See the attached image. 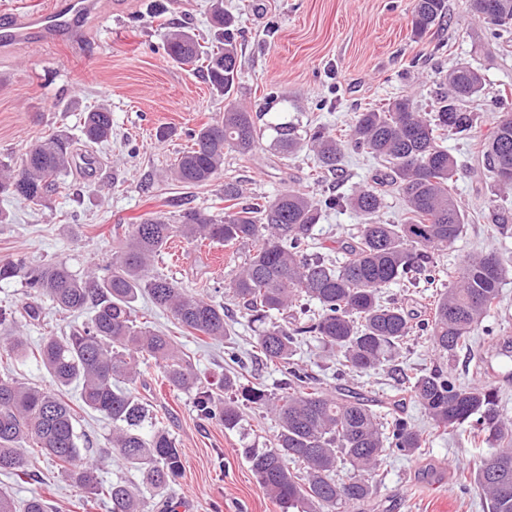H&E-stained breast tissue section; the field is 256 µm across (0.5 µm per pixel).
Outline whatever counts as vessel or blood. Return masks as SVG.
<instances>
[{
	"mask_svg": "<svg viewBox=\"0 0 512 512\" xmlns=\"http://www.w3.org/2000/svg\"><path fill=\"white\" fill-rule=\"evenodd\" d=\"M94 0H54L50 8L30 11L17 5L0 21V46L40 39L53 43L73 33L76 19L91 12Z\"/></svg>",
	"mask_w": 512,
	"mask_h": 512,
	"instance_id": "1",
	"label": "vessel or blood"
}]
</instances>
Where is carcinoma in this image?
Segmentation results:
<instances>
[{"label": "carcinoma", "instance_id": "cac0c4a2", "mask_svg": "<svg viewBox=\"0 0 512 512\" xmlns=\"http://www.w3.org/2000/svg\"><path fill=\"white\" fill-rule=\"evenodd\" d=\"M471 13L497 16L491 35L512 27V0H466ZM447 0H415L412 30L426 35L445 17ZM211 25L216 44L208 47L195 34L177 28L168 32L165 52L175 63L202 73L217 96L226 101L223 116L192 135V145L171 163L169 177L180 184L211 182L224 165V151L250 156L265 128L233 95L239 74L234 23L221 4L213 5ZM446 92L435 118L407 98L385 107L356 113L349 138L342 140L318 128L303 137L287 122L272 127L273 147L282 154L307 148L317 167L338 171L352 147L385 163L388 184L405 202L400 224H382L378 212L384 196L365 186L347 197L319 201L287 190L262 204H240L242 190L224 184V215L206 208L186 207L179 223L161 213L140 218L124 230L104 274L80 277L61 263L32 265L23 258L0 262V282L15 278L29 294L46 299L69 314L92 310L90 320L71 326L67 336H48L36 350L17 333L0 336V356L18 362L33 360L51 377L46 389L0 377V472L22 473L29 449L63 469L85 493L112 503V512H144L140 493L122 482H105L98 467L83 460L78 420L60 392L80 390L81 405L112 422L106 453L115 452L140 471L151 489L162 491L182 474L181 451L170 434L150 423L148 405L129 386L141 364L154 361L162 381L178 391L196 390L195 407L206 418L232 430L244 407L273 412L276 433L265 448H244L265 493L285 512H336V506L368 500L380 465L390 455L412 456L426 447L427 437L407 420L381 416L355 392L327 394L294 359L297 348L313 337L336 351L349 372L376 370L392 361L411 340L412 317L403 308L380 300L381 289L414 275L435 278L433 254L463 232L465 215L448 185L456 173L455 159L441 145V133L468 137L475 115L464 104L485 86L481 69L460 63L443 76ZM501 115L482 143L481 155L498 191H512V107L499 98ZM84 141L54 134L31 144L15 161L0 162V194L42 204L56 193L60 178L72 172L75 155L95 163L89 148L112 138V112L106 107L87 113ZM346 204L361 217L353 241L342 244L346 261L337 266L308 255L322 212ZM208 239L226 246L249 245L252 253L240 270L224 282L225 293L242 302L252 321L264 325L255 348L286 378L280 390L240 382L245 364L236 351L227 352L238 367L218 378L224 400L211 389L198 388V377L175 338L137 322L134 304L147 295L160 309L193 335L223 339L229 335L224 306L194 294L178 282L156 274L153 262L171 237ZM508 269L490 252L468 260L457 281L438 294L424 326L433 347L456 355L470 345L473 333L498 307L499 290ZM406 392L419 404L431 431L469 432L474 448L494 443L498 451L484 457L473 484L489 502L490 512H512V428L501 419L499 394L491 386L465 388L441 370L421 375L401 373ZM341 465L346 479L337 478ZM50 512L47 501L33 496L17 506L0 490V512Z\"/></svg>", "mask_w": 512, "mask_h": 512}]
</instances>
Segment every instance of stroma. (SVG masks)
I'll list each match as a JSON object with an SVG mask.
<instances>
[{
    "label": "stroma",
    "mask_w": 512,
    "mask_h": 512,
    "mask_svg": "<svg viewBox=\"0 0 512 512\" xmlns=\"http://www.w3.org/2000/svg\"><path fill=\"white\" fill-rule=\"evenodd\" d=\"M447 2L446 17L418 38L412 33L413 0H224L242 54L237 100L262 126L292 121L344 136L356 112L401 96L435 112L450 68L467 61L482 69L486 85L473 105L475 131L443 141L458 163L452 190L467 216L459 238L435 256L444 284L455 281L462 265L481 252L497 253L512 267V235L496 232L489 218L494 206L512 211V193L498 192L478 162L479 144L496 119L493 100L502 92L512 94V33L491 40L488 25L472 17L465 0ZM210 5L211 0H96L94 12L77 22V39L0 50V159L19 157L52 132L79 138L84 114L99 106L112 113L111 140L92 149L93 174L65 177L43 206L0 196V210L10 215L9 223L0 224V260L63 262L81 275L109 265L117 245L115 225L153 212L173 219L186 207L222 212L225 183L241 186L245 202L261 203L284 190L318 199L346 196L383 173L382 162L349 149L341 172L330 175L308 150L283 157L266 137L251 157L225 152L220 173L207 185L188 188L168 180L170 164L191 144L190 132L224 112L223 100L212 95L204 77L171 62L164 51V36L173 27L212 39ZM359 227V216L349 208L326 211L314 229L311 253L343 262L340 245ZM247 256L244 248L175 237L154 261L158 273L223 303L230 327L224 340L183 333L170 313L146 297L137 302L136 315L176 337L201 379L223 373L224 352L232 347L247 363L245 382L273 388L280 373L255 348L256 328L242 305L224 294L225 279ZM435 293V286L420 279L390 285L381 297L403 306L418 323ZM29 302L38 307V320L23 318L16 326L29 342L68 333L72 316L51 309L46 300H30L20 280L0 283V306L18 309ZM486 323L492 335L476 333L469 354L451 361L419 329L394 365L367 374L337 376L335 353L313 338L302 343L297 357L322 387L360 393L380 412L395 407L423 429L427 419L402 393L398 370L424 373L441 366L462 386L495 387L502 416L512 421V347L506 345L512 340V274ZM133 390L182 450L181 477L162 494L145 493V512H282L241 455L245 446L270 439L277 427L271 414L246 410L241 428L226 430L197 412L194 393L162 385L160 370L151 363L142 366ZM78 417L85 455L99 463L103 478L141 487L139 471L104 452L111 423L83 411ZM491 452L488 445L471 447L462 433L432 435L419 454L385 459L370 502L349 512H488L483 496L463 489L458 476L473 473ZM0 490L21 501L47 498L53 512H110L103 501L87 505L83 492L37 451L25 476L0 474Z\"/></svg>",
    "instance_id": "35a3bbf8"
}]
</instances>
